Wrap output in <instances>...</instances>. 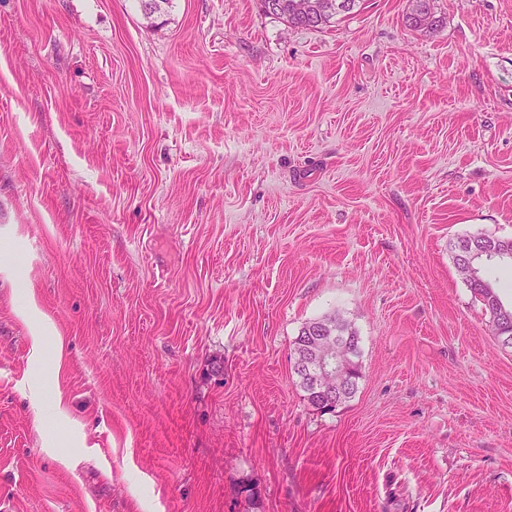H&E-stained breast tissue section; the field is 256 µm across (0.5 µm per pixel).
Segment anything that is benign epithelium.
I'll use <instances>...</instances> for the list:
<instances>
[{
  "label": "benign epithelium",
  "mask_w": 512,
  "mask_h": 512,
  "mask_svg": "<svg viewBox=\"0 0 512 512\" xmlns=\"http://www.w3.org/2000/svg\"><path fill=\"white\" fill-rule=\"evenodd\" d=\"M340 0H295L293 8L305 17H317L341 8ZM458 262L471 274L491 259L512 261V245L507 242L471 237L459 246ZM345 321L331 316L307 327L295 355L294 371L312 383L320 406H337L345 400V390L362 376L360 364L347 343Z\"/></svg>",
  "instance_id": "7a95c632"
}]
</instances>
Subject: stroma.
<instances>
[{
  "instance_id": "35a3bbf8",
  "label": "stroma",
  "mask_w": 512,
  "mask_h": 512,
  "mask_svg": "<svg viewBox=\"0 0 512 512\" xmlns=\"http://www.w3.org/2000/svg\"><path fill=\"white\" fill-rule=\"evenodd\" d=\"M409 9L0 0V512H512V348L451 253L512 238V0ZM279 2L285 3L287 5L278 9L269 10V2ZM345 7L343 10L336 13L343 4L342 1H334V0H297L293 4V0H260L261 7L263 8V12L272 16H275L282 21L286 22L289 26L293 27H303V28H321L327 26L332 23V20L336 21L338 18L336 17H345L347 15L352 14L353 12L359 10L362 6L363 0H344ZM293 4V8L296 12L300 13L305 17H317L319 15L333 12L336 8V11L330 14H326L324 17L319 19L317 23L314 25H309L302 17L295 14L291 5ZM435 9V0H412L411 10L405 18L406 26L411 30L433 29L440 22ZM343 318L331 316L307 327L295 355L294 371L308 377L319 406H337L345 400V390L362 376L360 364L347 343ZM336 347L345 353H336Z\"/></svg>"
}]
</instances>
